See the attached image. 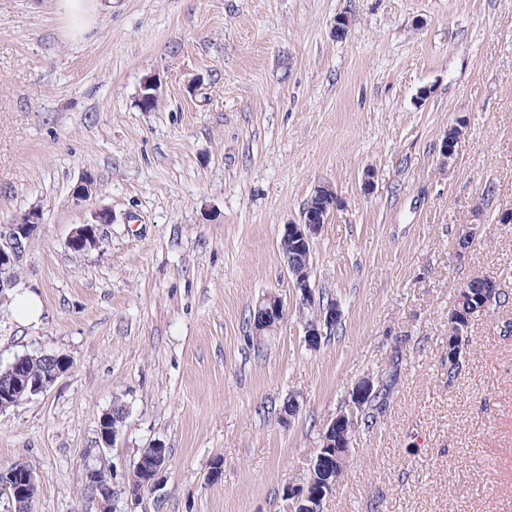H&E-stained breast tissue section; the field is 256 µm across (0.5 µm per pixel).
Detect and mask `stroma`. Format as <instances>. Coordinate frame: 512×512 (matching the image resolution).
I'll return each mask as SVG.
<instances>
[{
  "label": "stroma",
  "mask_w": 512,
  "mask_h": 512,
  "mask_svg": "<svg viewBox=\"0 0 512 512\" xmlns=\"http://www.w3.org/2000/svg\"><path fill=\"white\" fill-rule=\"evenodd\" d=\"M324 183L342 206L310 284L342 319L312 350L280 239ZM101 208L111 223L75 251ZM509 208L512 0H112L80 40L55 0H0V225L42 216L0 293V370L73 362L0 412V468L34 472L32 512H100L86 469L107 462L120 488L161 442L158 491L113 512H286L353 386L394 363L324 512H512V299L472 320L448 374L459 287L493 276L512 296ZM23 292L38 322L15 318ZM270 292L286 316L258 355L249 316ZM291 397L295 417L268 413ZM112 221V213L106 209H96L91 214V220L77 227L71 236V245L82 251L96 247L99 227ZM55 356L53 355V357H51H55L57 359L56 362L54 363V366L56 367L57 365V367H62V369L66 371L69 370V368L72 365L70 358L63 354H57ZM51 358L49 360H51ZM66 371L62 372L57 368H54L52 371H49L48 374L44 377V379L41 380L40 382H31L30 393L32 395H37L39 393L46 392L57 381V379H59L63 374L66 373Z\"/></svg>",
  "instance_id": "1"
}]
</instances>
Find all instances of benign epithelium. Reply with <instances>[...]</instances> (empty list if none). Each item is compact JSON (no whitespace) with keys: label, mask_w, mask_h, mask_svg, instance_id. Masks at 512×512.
Here are the masks:
<instances>
[{"label":"benign epithelium","mask_w":512,"mask_h":512,"mask_svg":"<svg viewBox=\"0 0 512 512\" xmlns=\"http://www.w3.org/2000/svg\"><path fill=\"white\" fill-rule=\"evenodd\" d=\"M96 190L95 179L86 174L74 189L75 199L83 202L90 198ZM316 199L320 201L317 209L298 221L284 225L280 239V247L287 263L288 269L296 266V261L304 257L307 249L311 248L313 240L320 235L324 224L331 216V212L341 207V199L331 186L322 184L313 191ZM27 222H14L0 225V291L13 285L12 267L24 257L31 239L36 235L41 221V214L37 210L26 213ZM112 223V212L106 209H96L91 214V220L77 227L71 236V245L82 251L98 244L97 232L104 224ZM292 286L299 301V306L318 310V316L305 324V337L308 346L316 349L320 346L322 337L336 328L341 321L342 313L339 305L331 302L326 305L317 301L308 280L294 276ZM285 304L281 296L271 293L255 305L252 318V336L256 342H262L273 335L279 328L284 317ZM25 358L14 359L9 367L14 384L3 391L7 395L13 390L30 389V393L37 395L46 392L59 379L63 372L55 368L39 382L28 383L25 374ZM372 383L369 379L360 380L352 390L349 412L337 416L327 427L322 436V445L319 448L317 460L329 457L333 451L336 433L345 423L355 421L356 415L362 412L371 395ZM155 448L160 453L163 462L157 464L150 477L149 486L157 489L160 485L161 475L166 467L164 458L167 457V448L158 442ZM85 484L99 491L104 498H112V476L109 469L104 466L89 468L85 472ZM37 492V485L32 472L0 471V495L5 496L8 503L25 507V512H32V502ZM283 497L287 501L288 512H311L307 502L310 500L308 486H288L284 489Z\"/></svg>","instance_id":"1"}]
</instances>
